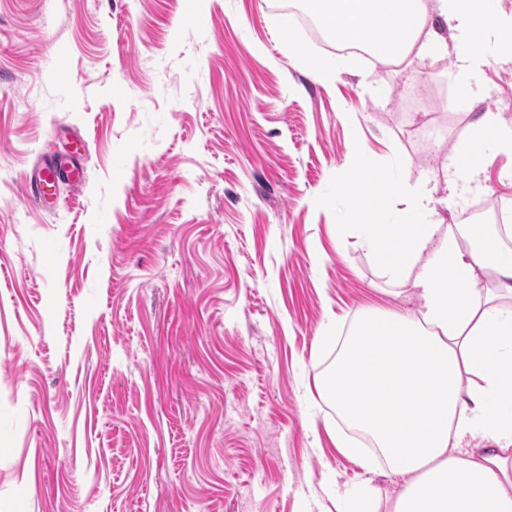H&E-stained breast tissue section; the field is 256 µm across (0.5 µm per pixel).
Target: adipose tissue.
Masks as SVG:
<instances>
[{
	"instance_id": "ef3b65f1",
	"label": "adipose tissue",
	"mask_w": 512,
	"mask_h": 512,
	"mask_svg": "<svg viewBox=\"0 0 512 512\" xmlns=\"http://www.w3.org/2000/svg\"><path fill=\"white\" fill-rule=\"evenodd\" d=\"M337 45L373 64L439 63L453 56L466 102H483L488 61L512 65V13L502 0H301ZM512 156V122L481 112L464 132L444 182L478 183L484 159ZM392 224L353 230L387 283L415 290V314L366 310L345 336L322 337L334 360L319 398L368 435L403 485L386 512H512V210L501 224H444L426 184L400 187ZM482 439L479 454L465 442Z\"/></svg>"
}]
</instances>
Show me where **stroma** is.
Segmentation results:
<instances>
[{"instance_id": "stroma-1", "label": "stroma", "mask_w": 512, "mask_h": 512, "mask_svg": "<svg viewBox=\"0 0 512 512\" xmlns=\"http://www.w3.org/2000/svg\"><path fill=\"white\" fill-rule=\"evenodd\" d=\"M274 0H0V512H339L374 477L315 345L407 314L352 225L388 180L450 224L512 205V158L449 195L471 122L452 59L376 69L278 33ZM321 58L317 81L295 52ZM82 140L50 208L23 184ZM374 169L346 163L352 140Z\"/></svg>"}]
</instances>
